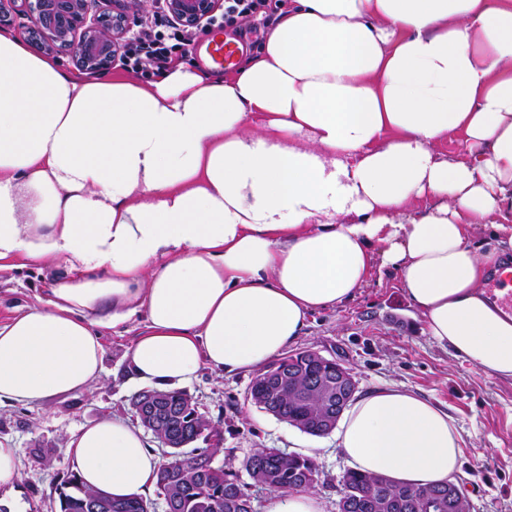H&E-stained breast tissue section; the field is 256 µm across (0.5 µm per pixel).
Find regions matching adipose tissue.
<instances>
[{"label":"adipose tissue","mask_w":512,"mask_h":512,"mask_svg":"<svg viewBox=\"0 0 512 512\" xmlns=\"http://www.w3.org/2000/svg\"><path fill=\"white\" fill-rule=\"evenodd\" d=\"M455 130L468 158L439 159ZM511 255L512 0H289L236 73L145 83L0 31V271L54 268L38 305L0 319V404L90 391L104 331L137 315L138 382L256 369L377 267L435 342L512 380V310L483 289ZM336 440L398 483L446 484L463 453L406 390L356 400ZM66 454L115 498L147 497L161 465L107 416Z\"/></svg>","instance_id":"adipose-tissue-1"}]
</instances>
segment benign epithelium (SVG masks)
<instances>
[{
    "mask_svg": "<svg viewBox=\"0 0 512 512\" xmlns=\"http://www.w3.org/2000/svg\"><path fill=\"white\" fill-rule=\"evenodd\" d=\"M92 2L94 0H36L30 16L32 48L41 53L52 52L58 47L71 48L80 70L96 74L109 69L122 38L128 32L132 0H113L116 11L98 16L90 14ZM222 4L223 0H164L170 18L183 27L198 25ZM310 360L330 368L326 379L313 377L309 381L310 387L322 390L328 399V414L319 416L328 435L336 427L342 412L355 399L358 382L342 363L314 350L303 351L299 363L293 364L286 376H305L306 362ZM286 376L279 372L269 373L263 376V381L283 395L288 393L281 387ZM132 407L143 428L161 437L164 448H183L186 441L182 430L191 427L194 432L201 433L205 428L199 412L195 411L185 419L173 411L168 405L166 391L142 390L133 398ZM84 508L88 512H109V500L105 494L94 492L85 496Z\"/></svg>",
    "mask_w": 512,
    "mask_h": 512,
    "instance_id": "obj_1",
    "label": "benign epithelium"
}]
</instances>
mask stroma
Listing matches in <instances>:
<instances>
[{
    "mask_svg": "<svg viewBox=\"0 0 512 512\" xmlns=\"http://www.w3.org/2000/svg\"><path fill=\"white\" fill-rule=\"evenodd\" d=\"M47 281L38 268L0 272V317L35 304ZM134 317L121 332H106L103 371L91 392L44 406L0 407V441L18 451L22 480L14 509L0 512H60L59 492L73 468L65 448L70 433L104 416L135 422L132 396L139 392L126 375V351L142 329ZM293 351L314 350L349 368L359 395L381 388L410 390L453 419L463 457L453 480L473 512H512V381L488 375L435 343L402 293L397 274L360 288L347 303L315 313ZM252 372L227 374L202 366L186 386L199 412L223 436L233 457L216 464L239 471L259 448H280L314 460L322 512H337L340 479L349 464L335 435L315 437L278 420L251 403Z\"/></svg>",
    "mask_w": 512,
    "mask_h": 512,
    "instance_id": "stroma-1",
    "label": "stroma"
}]
</instances>
